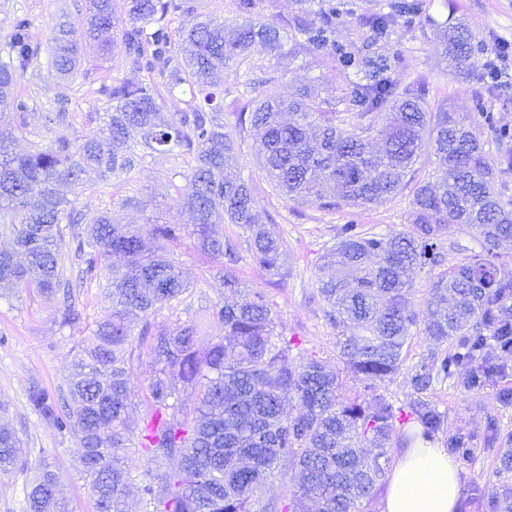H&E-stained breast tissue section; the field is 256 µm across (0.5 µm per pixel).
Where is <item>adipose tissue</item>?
<instances>
[{
	"mask_svg": "<svg viewBox=\"0 0 512 512\" xmlns=\"http://www.w3.org/2000/svg\"><path fill=\"white\" fill-rule=\"evenodd\" d=\"M461 484L447 449L415 439L401 448L381 512H455Z\"/></svg>",
	"mask_w": 512,
	"mask_h": 512,
	"instance_id": "adipose-tissue-1",
	"label": "adipose tissue"
}]
</instances>
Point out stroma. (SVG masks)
Here are the masks:
<instances>
[{"mask_svg": "<svg viewBox=\"0 0 512 512\" xmlns=\"http://www.w3.org/2000/svg\"><path fill=\"white\" fill-rule=\"evenodd\" d=\"M453 2L456 17L477 40L490 47L501 40L512 42V0ZM85 5V0H0V61L8 59L10 35L20 16L29 19L34 40L44 47L18 81L28 95L30 110L28 129L18 137V151H28L36 145L48 147L61 135L77 141L95 132L110 107L103 87L141 78L140 73L126 66L118 52L104 62L90 55L84 57L77 72L69 78L57 72L49 53L56 26L64 20L80 26ZM397 42L406 66L396 72V79L404 84L417 76L423 78L431 106L446 107L465 123L473 110V98L480 92L488 109L501 123L512 127V91L505 95L484 93L482 84L470 77L468 70L449 68L446 45L436 33L402 31ZM248 61L251 70H225V86L249 78L261 81L275 72L279 75L275 91L281 96L294 93L312 80L320 87L339 92L345 87L337 69L303 49L292 57L274 58L255 45L248 52ZM62 108L70 114L69 125L61 128L46 124V113ZM187 172L182 157L156 153L139 170L106 184L100 183L96 175H87L70 197L75 209L88 214L110 211L123 224L142 225L159 218L188 225L192 222L191 214L175 193ZM231 172L251 185L253 206L266 218L267 227L279 239L286 258V276L272 275L252 259L242 228L224 225L225 239L235 242L239 249L241 259L236 274L243 288L264 290L281 325L300 336L308 352L335 360L337 330L328 320L327 306L317 293L318 280L326 275L322 257L334 243L336 228L349 222L378 234L410 231L409 192L357 208L323 210L311 203L297 204L273 190L263 178L258 148L249 140L242 143ZM157 247L161 253L179 258L192 282L176 310L177 317L185 320L231 300L223 282L211 276L212 260L201 251L193 236H183L178 242L161 239ZM81 338V333L59 327L51 303L30 298L23 292L0 298V421L8 422L28 448L49 452L62 475L72 512H94L79 466L75 435L47 427L30 408L26 395L29 383L34 380L52 393L64 388L69 351ZM447 351V346H434L425 336H413L400 370L391 381L380 385V394L394 405L406 404L414 396L411 379L421 365L429 362L431 354ZM486 355L501 371L483 388L467 390V374L461 371L454 379L432 384L423 393L444 419L438 442L443 444L449 437L461 436L469 439L471 447L477 450L470 463L459 467L463 512H484L483 507L475 504V497L488 495L500 481L497 451L485 443L489 431H496L501 438L512 434V404L501 399L503 390H512V354L501 353L491 345Z\"/></svg>", "mask_w": 512, "mask_h": 512, "instance_id": "obj_1", "label": "stroma"}]
</instances>
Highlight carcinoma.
<instances>
[{
    "label": "carcinoma",
    "instance_id": "obj_1",
    "mask_svg": "<svg viewBox=\"0 0 512 512\" xmlns=\"http://www.w3.org/2000/svg\"><path fill=\"white\" fill-rule=\"evenodd\" d=\"M88 2L81 29L58 27L51 48L57 70L71 73L83 44L94 42L102 57L120 47L126 65L147 74L104 89L111 105L97 132L77 145L60 136L49 148L15 151L12 132L29 125L17 78L41 53L27 18L15 20L9 61L0 63V127L11 130H0V215L12 235L11 247L0 250V298L23 290L52 300L59 327L81 330L83 310L64 274L72 251L84 264L82 279L106 278L109 302L107 316L69 352L66 390L55 395L33 381L29 405L46 426L77 438L95 512H130L131 448L152 464L138 487L141 512H308L311 504L315 512H361L383 487L393 442L431 441L443 424L423 399L397 407L377 393L399 371L412 337L437 345L458 340L456 350L432 357L413 376L417 393L462 369L467 387L479 389L498 373L487 346L512 353V279L494 262L500 245L512 241V198L499 183L512 171V130L478 94L474 130L449 111H433L423 79H395L404 66L395 39L402 29L452 33V56L472 61L491 93L506 86L512 45L481 58L485 48L457 20L452 0L444 19L428 0H385L358 16L357 39L347 42L336 39V25L351 14L344 0H295L297 11L278 25L261 20L276 0H235L231 22L199 14L195 0H123L121 10L117 0ZM182 17L190 22L173 27ZM255 43L277 57L301 47L346 82L341 97L306 86L288 99L236 98L239 134L259 144L260 168L275 191L334 210L413 186L412 232L384 236L351 222L323 256L339 275L319 279L318 292L331 323L350 330L337 336V357L362 376L366 400L342 394L327 361L279 327L263 291L242 304H216L199 320L156 321L190 288L177 258L155 250L157 238L177 241L190 232L224 288H241L238 255L216 227L218 215L248 232L256 263L285 276L281 245L254 211L251 186L224 175L238 143L224 131V100L233 91L218 75L246 63ZM177 91L187 96L184 109L164 111V94ZM154 152L190 158L185 184L174 189L194 215L192 229L126 225L107 212L71 218L62 187L79 184L87 169L103 181L128 174ZM426 152L438 166L419 180L414 166ZM455 224L475 231L481 250L437 275L421 317L411 301L412 276L441 265L443 236ZM132 317L140 320L137 330ZM144 355L155 371L133 423L127 384ZM191 393L197 401L190 408L183 396ZM448 451L464 462L472 455L462 437L448 440ZM30 456L17 432L0 425V474L31 472L28 512H70L49 456ZM277 473L289 485L272 498L269 481Z\"/></svg>",
    "mask_w": 512,
    "mask_h": 512
}]
</instances>
